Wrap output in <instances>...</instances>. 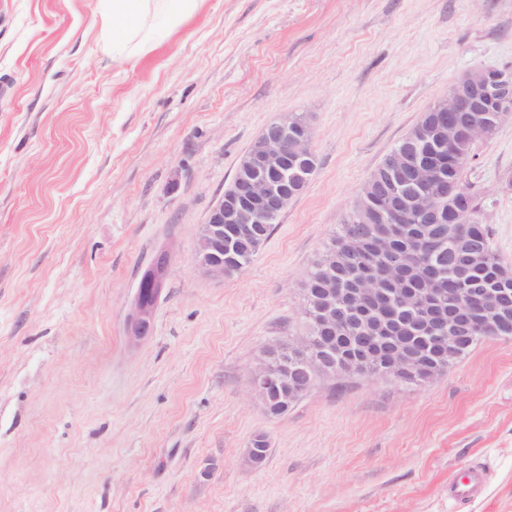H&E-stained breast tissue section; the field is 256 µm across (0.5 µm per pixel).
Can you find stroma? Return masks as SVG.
Returning a JSON list of instances; mask_svg holds the SVG:
<instances>
[{
    "label": "stroma",
    "instance_id": "35a3bbf8",
    "mask_svg": "<svg viewBox=\"0 0 512 512\" xmlns=\"http://www.w3.org/2000/svg\"><path fill=\"white\" fill-rule=\"evenodd\" d=\"M102 30L99 0H0V512H449L476 462L487 495L456 512H512V340L421 384L323 376L282 416L250 388L267 346L307 335L312 265L384 157L464 74L512 68V0H201L126 61ZM285 113L315 174L249 266L210 278L198 228ZM473 153L512 267V118ZM144 281L139 282L134 305L128 314L130 336L135 340H143L150 335L154 308L162 290L154 283L149 284L150 288H141ZM488 476L479 465H469L448 476V503L471 504L483 497Z\"/></svg>",
    "mask_w": 512,
    "mask_h": 512
}]
</instances>
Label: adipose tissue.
I'll return each instance as SVG.
<instances>
[{"mask_svg":"<svg viewBox=\"0 0 512 512\" xmlns=\"http://www.w3.org/2000/svg\"><path fill=\"white\" fill-rule=\"evenodd\" d=\"M198 0H101L103 30L112 44L114 59L136 56L144 47L163 39L165 32L154 24L155 18H166L177 24L191 13Z\"/></svg>","mask_w":512,"mask_h":512,"instance_id":"1","label":"adipose tissue"}]
</instances>
